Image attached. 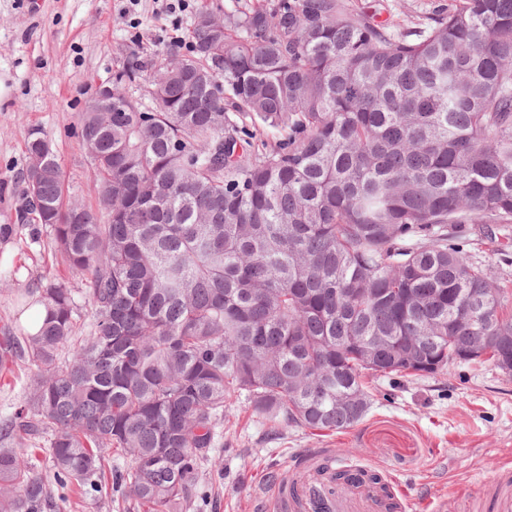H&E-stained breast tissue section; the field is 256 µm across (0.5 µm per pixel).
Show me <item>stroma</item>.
<instances>
[{"label": "stroma", "mask_w": 512, "mask_h": 512, "mask_svg": "<svg viewBox=\"0 0 512 512\" xmlns=\"http://www.w3.org/2000/svg\"><path fill=\"white\" fill-rule=\"evenodd\" d=\"M0 0V225L13 223L25 187V138L54 141L68 194L95 206L93 171L78 135L79 115L102 83L155 50L190 49L193 15L206 0ZM376 23L415 30L450 0H344ZM53 233L19 232L0 242V332L13 326L21 294L66 280L77 323L90 308L81 277L51 249ZM355 427L319 432L255 414L245 398L225 404L224 437L199 469L215 494L186 512H256L273 506L272 486L310 481L326 459L378 472L395 512H504L512 502V379L489 364L457 362L434 376L380 377Z\"/></svg>", "instance_id": "stroma-1"}]
</instances>
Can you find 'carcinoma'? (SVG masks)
Instances as JSON below:
<instances>
[{"label":"carcinoma","instance_id":"carcinoma-1","mask_svg":"<svg viewBox=\"0 0 512 512\" xmlns=\"http://www.w3.org/2000/svg\"><path fill=\"white\" fill-rule=\"evenodd\" d=\"M213 13L189 54L153 61L151 109L122 69L112 122L81 112L99 210L65 199L52 139L27 134L0 239L50 227L91 316L75 338L66 281L27 291L46 315L0 351L35 367L0 421V512H60L67 491L180 512L232 398L343 432L370 376L436 375L463 351L512 377L508 285L467 249L468 227L512 224V0H453L414 33L341 0ZM247 120L276 137H242ZM43 437L50 477L26 447ZM319 475L315 512L357 485L394 508L372 471Z\"/></svg>","mask_w":512,"mask_h":512}]
</instances>
